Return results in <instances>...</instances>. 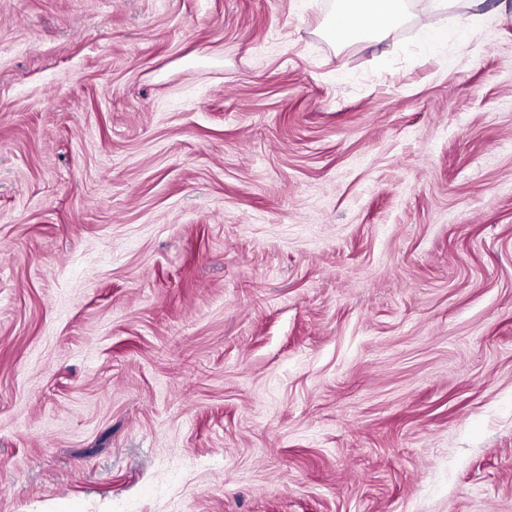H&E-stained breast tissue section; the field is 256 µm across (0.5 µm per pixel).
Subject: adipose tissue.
Here are the masks:
<instances>
[{
	"mask_svg": "<svg viewBox=\"0 0 512 512\" xmlns=\"http://www.w3.org/2000/svg\"><path fill=\"white\" fill-rule=\"evenodd\" d=\"M463 11L456 14L454 27L421 29L426 45L436 46L448 40H463L474 32L473 20L478 17L485 0H463ZM407 0H335L327 18L324 34L333 43L346 45L386 35L404 20Z\"/></svg>",
	"mask_w": 512,
	"mask_h": 512,
	"instance_id": "ef3b65f1",
	"label": "adipose tissue"
}]
</instances>
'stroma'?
<instances>
[{
	"mask_svg": "<svg viewBox=\"0 0 512 512\" xmlns=\"http://www.w3.org/2000/svg\"><path fill=\"white\" fill-rule=\"evenodd\" d=\"M0 0V512H512V19ZM407 12L406 0H336L324 34L338 45L379 38L402 22ZM464 2L465 9L456 13V22L451 29H436L429 26L421 28L423 41L428 46H436L447 42L448 39L465 40L475 32L473 19L480 17V10L485 0H442L440 3L445 9H454L455 2Z\"/></svg>",
	"mask_w": 512,
	"mask_h": 512,
	"instance_id": "stroma-1",
	"label": "stroma"
}]
</instances>
